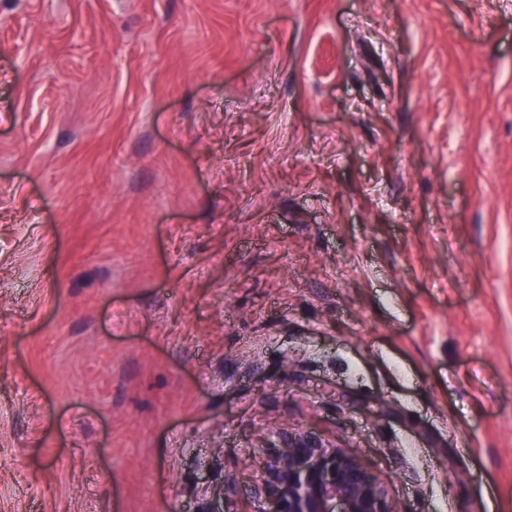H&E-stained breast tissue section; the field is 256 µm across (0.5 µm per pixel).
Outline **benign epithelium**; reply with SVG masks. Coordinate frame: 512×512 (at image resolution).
Instances as JSON below:
<instances>
[{"instance_id": "7a95c632", "label": "benign epithelium", "mask_w": 512, "mask_h": 512, "mask_svg": "<svg viewBox=\"0 0 512 512\" xmlns=\"http://www.w3.org/2000/svg\"><path fill=\"white\" fill-rule=\"evenodd\" d=\"M253 496L255 512H401L357 456L306 435H288Z\"/></svg>"}]
</instances>
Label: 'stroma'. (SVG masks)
Returning a JSON list of instances; mask_svg holds the SVG:
<instances>
[{"label": "stroma", "instance_id": "35a3bbf8", "mask_svg": "<svg viewBox=\"0 0 512 512\" xmlns=\"http://www.w3.org/2000/svg\"><path fill=\"white\" fill-rule=\"evenodd\" d=\"M285 428L512 512V0H0V512H250Z\"/></svg>", "mask_w": 512, "mask_h": 512}]
</instances>
